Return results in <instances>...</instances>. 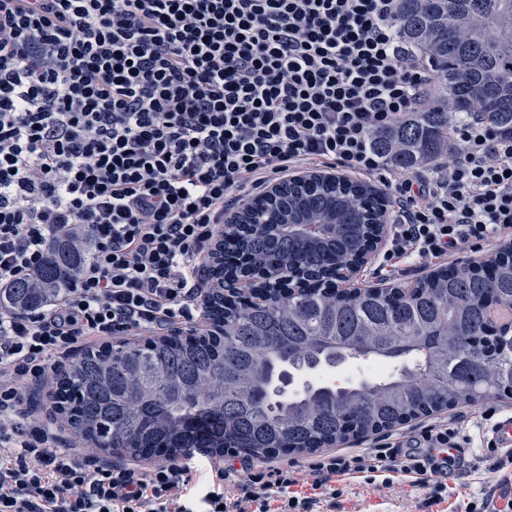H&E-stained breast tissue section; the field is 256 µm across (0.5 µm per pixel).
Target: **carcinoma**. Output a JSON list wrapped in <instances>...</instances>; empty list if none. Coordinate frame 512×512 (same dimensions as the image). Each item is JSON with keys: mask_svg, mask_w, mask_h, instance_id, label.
<instances>
[{"mask_svg": "<svg viewBox=\"0 0 512 512\" xmlns=\"http://www.w3.org/2000/svg\"><path fill=\"white\" fill-rule=\"evenodd\" d=\"M395 30L422 51L434 77L420 111L378 133L373 147L394 167L435 166L450 155L456 114L512 133V0H399ZM302 210L345 225L336 257L355 262L384 229L387 210L359 182L283 183L266 207L245 210L212 259L219 283L247 280L257 300L219 295L205 330L141 343L86 348L56 379L54 409L82 445L132 458L177 457L192 449L221 457L304 454L379 433L480 399L512 397V246L489 261L439 268L407 292L339 288L328 268L294 288L310 245L288 227L272 234L267 209ZM85 254L74 233L51 248L31 277L0 290L20 309L64 292ZM382 366L407 358L382 380L307 384L298 374L349 358Z\"/></svg>", "mask_w": 512, "mask_h": 512, "instance_id": "1", "label": "carcinoma"}]
</instances>
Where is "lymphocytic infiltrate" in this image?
I'll return each instance as SVG.
<instances>
[{"mask_svg": "<svg viewBox=\"0 0 512 512\" xmlns=\"http://www.w3.org/2000/svg\"><path fill=\"white\" fill-rule=\"evenodd\" d=\"M397 11L398 0H0V289L73 227L87 239L48 305L0 302V512H311L360 473L386 486L402 474L444 500L468 442L458 415L428 425L419 448L399 433L388 452L304 466L211 459L192 499L190 460L143 469L78 455L32 403L82 347L200 329L224 215L273 178H379L392 276L413 258L512 241L511 135L461 116L455 152L426 172L373 149L431 83L430 62L396 35Z\"/></svg>", "mask_w": 512, "mask_h": 512, "instance_id": "1", "label": "lymphocytic infiltrate"}]
</instances>
